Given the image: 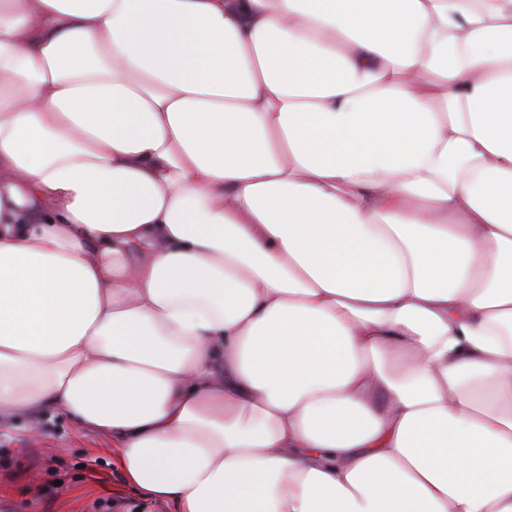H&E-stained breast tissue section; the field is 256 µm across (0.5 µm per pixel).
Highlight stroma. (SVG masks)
I'll return each mask as SVG.
<instances>
[{
  "label": "stroma",
  "mask_w": 512,
  "mask_h": 512,
  "mask_svg": "<svg viewBox=\"0 0 512 512\" xmlns=\"http://www.w3.org/2000/svg\"><path fill=\"white\" fill-rule=\"evenodd\" d=\"M109 437L46 409L0 422V512H139Z\"/></svg>",
  "instance_id": "1"
}]
</instances>
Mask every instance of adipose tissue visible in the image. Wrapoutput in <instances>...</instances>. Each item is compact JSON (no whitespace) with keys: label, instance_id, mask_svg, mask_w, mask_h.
I'll return each mask as SVG.
<instances>
[{"label":"adipose tissue","instance_id":"adipose-tissue-1","mask_svg":"<svg viewBox=\"0 0 512 512\" xmlns=\"http://www.w3.org/2000/svg\"><path fill=\"white\" fill-rule=\"evenodd\" d=\"M171 512H512V0H0V418Z\"/></svg>","mask_w":512,"mask_h":512}]
</instances>
